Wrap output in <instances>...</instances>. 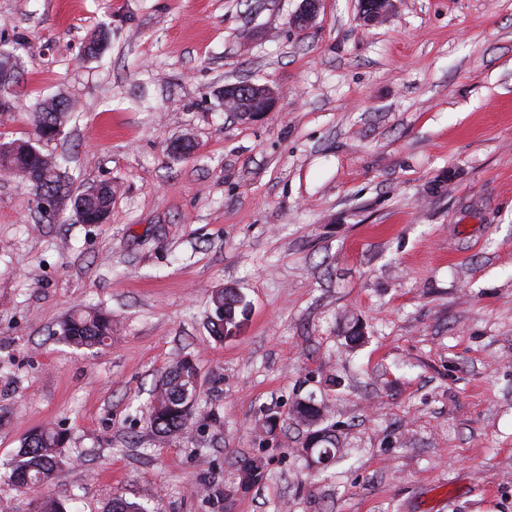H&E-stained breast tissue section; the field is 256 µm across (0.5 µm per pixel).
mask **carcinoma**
Masks as SVG:
<instances>
[{
    "instance_id": "1",
    "label": "carcinoma",
    "mask_w": 512,
    "mask_h": 512,
    "mask_svg": "<svg viewBox=\"0 0 512 512\" xmlns=\"http://www.w3.org/2000/svg\"><path fill=\"white\" fill-rule=\"evenodd\" d=\"M70 105L55 97L42 99L33 113L35 137L52 140L58 129L64 127ZM40 170L41 184L31 187L34 196L46 197L52 194L69 200L74 210L84 216L85 223L91 217L110 213L114 190L112 184L101 183L90 193L86 190L72 195L58 159L42 150L32 153L30 141L15 139L0 143V169L11 171L19 182L28 184L27 175L32 168ZM214 318L210 321L214 337L222 339L237 332L246 319L248 302L245 296L234 288H220L211 292ZM59 339L76 348H100L112 339V315L99 311H76L60 324ZM199 396V378L196 366L189 360H179L172 365L152 390L150 427L161 435L181 434L189 429L195 405ZM293 416L311 428L316 438L313 445L320 463L332 461L340 453L339 440L335 430L322 426V409L310 401L296 403ZM66 435L59 429L46 425L31 431L12 462L11 477L14 483L35 493L34 512H68L67 501L43 489L56 483L70 459L65 454ZM233 475L242 486L260 483L264 468L254 458L241 457L233 463Z\"/></svg>"
}]
</instances>
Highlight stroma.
Instances as JSON below:
<instances>
[{"label":"stroma","mask_w":512,"mask_h":512,"mask_svg":"<svg viewBox=\"0 0 512 512\" xmlns=\"http://www.w3.org/2000/svg\"><path fill=\"white\" fill-rule=\"evenodd\" d=\"M301 3L0 0L19 58L0 142L60 97L44 152L72 192L116 188L107 223L82 224L0 177L10 512L30 496L8 464L47 424L72 512L117 494L149 512H512V0H395L373 26L359 0H321L305 31ZM238 82L273 87V111H226ZM226 286L249 312L219 340ZM79 308L112 315L106 347L57 339ZM183 359L199 405L160 437L150 392ZM309 397L343 441L315 471L293 416ZM238 457L262 461L259 485L234 482ZM70 108L68 103L56 97H47L38 102L32 119L35 137L40 140L46 137V142L51 141L57 136L58 127L62 129V135Z\"/></svg>","instance_id":"obj_1"}]
</instances>
